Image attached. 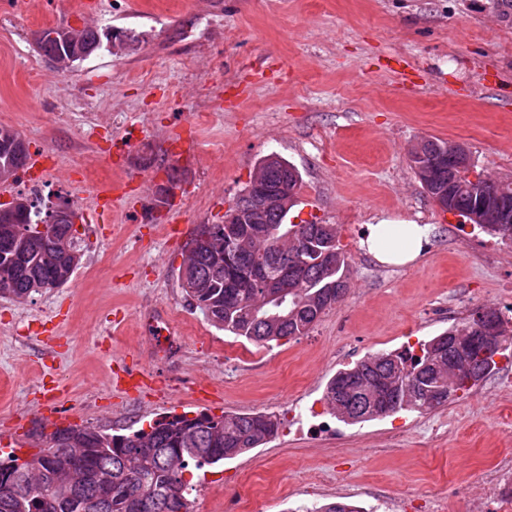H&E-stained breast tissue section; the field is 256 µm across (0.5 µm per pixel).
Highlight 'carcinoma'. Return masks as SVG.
<instances>
[{
    "instance_id": "carcinoma-1",
    "label": "carcinoma",
    "mask_w": 512,
    "mask_h": 512,
    "mask_svg": "<svg viewBox=\"0 0 512 512\" xmlns=\"http://www.w3.org/2000/svg\"><path fill=\"white\" fill-rule=\"evenodd\" d=\"M86 59L102 47L98 28L72 29ZM38 52L55 61L65 51L60 28L41 30ZM21 135L0 126V163L17 176L28 151L16 150ZM478 182L488 194L512 199V182ZM301 187L302 176L281 160L266 173V187L278 190L283 181ZM288 213H273L265 254L249 252L224 258L227 242L218 238L211 248L186 254L181 279L190 303L216 328L256 344L288 340L309 333L322 315L341 302L349 290L348 256L334 224H287ZM301 255L306 268L288 269L289 257ZM80 257L73 225L53 224L42 236L0 230V295L23 299L40 290L62 288L71 281ZM288 278V292L278 319L268 320L257 307L258 276ZM490 328L497 339L475 348L466 366L455 371L456 338L468 336L475 323L470 313L442 334L420 344L419 351L379 352L341 369L328 381L325 400L336 417L356 424L390 413L426 411L448 404L468 391L496 365L494 357L512 346V320L493 310ZM277 423L266 414H198L164 417L150 430L111 434L90 426L58 428L51 443L19 462L15 455L0 459V512H178L188 506L192 486L185 472L193 466L220 464L270 441ZM82 448L80 483L58 482L69 443Z\"/></svg>"
}]
</instances>
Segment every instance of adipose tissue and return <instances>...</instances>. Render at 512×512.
<instances>
[{
  "mask_svg": "<svg viewBox=\"0 0 512 512\" xmlns=\"http://www.w3.org/2000/svg\"><path fill=\"white\" fill-rule=\"evenodd\" d=\"M430 229L425 224H396L386 219L369 225L362 244L381 264L402 266L424 251Z\"/></svg>",
  "mask_w": 512,
  "mask_h": 512,
  "instance_id": "ef3b65f1",
  "label": "adipose tissue"
}]
</instances>
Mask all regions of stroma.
<instances>
[{"mask_svg":"<svg viewBox=\"0 0 512 512\" xmlns=\"http://www.w3.org/2000/svg\"><path fill=\"white\" fill-rule=\"evenodd\" d=\"M78 2L0 0V126L44 155L41 196L73 204L81 256L64 287L0 297V455L35 453L69 425L129 434L175 414L267 413L275 438L187 472L190 512L238 496L248 512H382L397 496L406 512H473L495 468L512 467V361L423 414L352 425L323 397L340 368L476 308L512 318V243L441 210L408 156L420 139L460 142L512 181V22L488 0H99L98 28L129 44L107 39L62 69L35 38L81 26ZM270 154L302 175L288 223L337 225L350 288L308 335L261 346L211 325L178 274L196 227L223 223ZM121 171L123 198L97 216L93 187ZM172 175L173 236L169 207L140 191ZM379 218L431 225L423 255L377 262L361 242ZM127 370L156 373L164 396L116 390ZM309 406L323 432L293 421Z\"/></svg>","mask_w":512,"mask_h":512,"instance_id":"stroma-1","label":"stroma"}]
</instances>
